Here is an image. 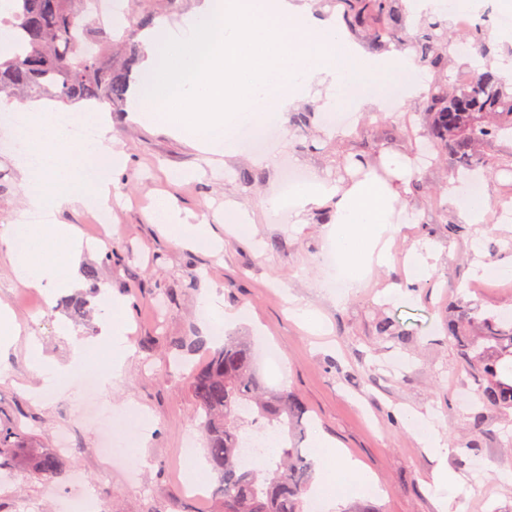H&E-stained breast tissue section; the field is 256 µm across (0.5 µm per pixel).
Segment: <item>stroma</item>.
I'll use <instances>...</instances> for the list:
<instances>
[{
	"mask_svg": "<svg viewBox=\"0 0 512 512\" xmlns=\"http://www.w3.org/2000/svg\"><path fill=\"white\" fill-rule=\"evenodd\" d=\"M418 93L358 109L349 99L327 104L325 94L310 95L316 115L349 112L352 133L316 125L292 128L279 118L267 142L246 144L245 155L227 158L187 144L162 127H145L128 113L112 115L115 150L124 152L127 170L112 190L111 221L96 223L89 205L62 208L59 224L76 225L95 246L77 266L79 292L89 317L74 323L62 300L20 285L0 265V306L12 309L22 336L37 337L43 352L64 359V332L98 339L105 323L100 295L110 291L126 302L124 319L130 345L124 374L112 390L116 403L132 402L142 419L125 434L145 431L141 484H126L120 469H108L99 454L105 435L103 396L86 398L83 389L35 399L27 392L35 379L24 347L0 357V426L17 428L28 446L52 448L60 433L72 439L63 478L50 481L20 470L0 481V512H66L75 497L94 498L103 512H218L214 498L186 492L181 472L187 452L204 458L195 405L183 376L202 354L174 365L172 338L204 336L199 299L209 290L226 309L240 312L237 330L254 336L258 348L276 346L282 362H260L267 386L285 388L308 409L303 441L312 448L318 436L360 459L378 479L366 496L379 512H436L433 472L440 467L460 475L465 485L455 504L462 512H512V482L498 471L512 464V422L485 411L482 429L473 426L475 385L459 364L443 326L448 304L463 299L487 311L512 312V276L495 281L474 275L475 262L496 265L512 259V223L497 221L495 205L512 206V172H494L484 182L493 201L480 223H463L447 195L462 187L451 168L413 165L410 155L421 141ZM383 143L384 161L396 167L386 181L400 189L411 183L423 194L404 198L393 219L388 264L375 267L363 288L337 302L320 263L328 247V227L319 223V205L301 215L272 206L285 167L306 170L311 180L345 186L337 158L351 159L365 144ZM23 162L0 151V225L26 208ZM182 172L172 180V172ZM169 198L181 219H207L219 244L207 249L179 244L175 233L150 223L155 202ZM432 252L430 271L411 279L404 257L412 250ZM94 277H87V270ZM316 309L323 331L314 334L294 317L295 306ZM382 316L409 330L408 339L383 340L373 325ZM439 425L448 453L431 455L403 418L408 411Z\"/></svg>",
	"mask_w": 512,
	"mask_h": 512,
	"instance_id": "obj_1",
	"label": "stroma"
}]
</instances>
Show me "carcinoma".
Returning <instances> with one entry per match:
<instances>
[{
    "label": "carcinoma",
    "instance_id": "carcinoma-1",
    "mask_svg": "<svg viewBox=\"0 0 512 512\" xmlns=\"http://www.w3.org/2000/svg\"><path fill=\"white\" fill-rule=\"evenodd\" d=\"M123 13L128 26L115 39V20L104 16L99 0H15L7 24L18 32L20 49L0 61V92L23 100L48 99L65 105L95 102L113 112L126 111L133 72L141 57L138 36L156 20L182 11L183 0H131ZM336 23L376 50L411 52L432 74L420 109L425 118L424 141L414 154L430 162H450L457 176L487 171L500 160L484 147L500 132L512 130V81L491 70L488 53L459 80L448 74L453 55L462 52L448 32V20L427 15L415 33L403 34L404 0H320ZM72 320L86 317L81 296L65 300ZM379 336L400 340L411 332L396 329L388 317L378 319ZM448 339L463 369L476 384L474 427L482 425V410L512 414V317L488 312L470 302L451 307ZM181 356L202 352L207 361L186 378L195 402L199 428L206 440L209 463L218 479L212 496L220 512H305L314 479V459L299 444L306 436L307 407L292 392L266 385L256 365L251 337L227 335L210 346L204 339L174 342ZM245 412H255L278 431L283 441L256 466L241 456L246 431ZM0 432V447L13 450L0 470L34 471L47 479L64 475V461L56 450L33 449L18 455L21 445Z\"/></svg>",
    "mask_w": 512,
    "mask_h": 512
}]
</instances>
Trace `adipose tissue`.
<instances>
[{
    "instance_id": "obj_1",
    "label": "adipose tissue",
    "mask_w": 512,
    "mask_h": 512,
    "mask_svg": "<svg viewBox=\"0 0 512 512\" xmlns=\"http://www.w3.org/2000/svg\"><path fill=\"white\" fill-rule=\"evenodd\" d=\"M30 122L49 130V141L25 139V150L32 164L24 171L25 198L28 206L50 212L81 203L93 197L102 208H109L112 188L126 168V159L115 152L106 135L111 125L108 113H100L102 134L94 141L76 144L62 128L54 125L49 110L32 106L28 109ZM78 154L95 170L92 178L82 177L70 161ZM329 198L334 202V216L328 232L332 247L344 266V278L338 300H345L362 286L371 264H386L390 244L385 237L392 230L391 213L399 198L394 187L376 178L361 181L342 190L323 182L300 186L297 199L300 206ZM0 241L6 245L0 261H6L17 281L25 286L46 289L50 297L74 290V268L85 243L78 229L71 224H6L0 226ZM108 351L99 356L95 342L69 336L71 347L67 359L44 356L36 338H29L27 351L30 368L39 383L29 393L44 398L50 393L70 387L86 373L98 375L102 392L111 395L114 383L124 373L129 353L124 331L112 324L106 336Z\"/></svg>"
}]
</instances>
